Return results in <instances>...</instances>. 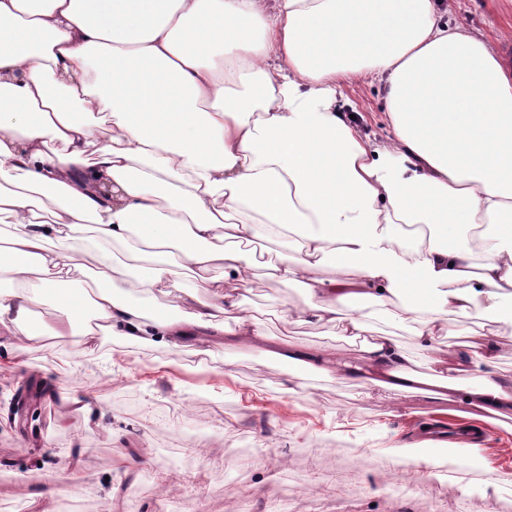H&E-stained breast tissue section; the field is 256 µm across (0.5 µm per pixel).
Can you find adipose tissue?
Here are the masks:
<instances>
[{
	"instance_id": "obj_1",
	"label": "adipose tissue",
	"mask_w": 512,
	"mask_h": 512,
	"mask_svg": "<svg viewBox=\"0 0 512 512\" xmlns=\"http://www.w3.org/2000/svg\"><path fill=\"white\" fill-rule=\"evenodd\" d=\"M446 0H0V328L48 335L54 300L85 349L109 332L267 341L238 295L247 246L279 245L289 319L367 337L361 356L289 345L344 380L512 412L498 342L449 315L512 325V64ZM385 88L389 135H363L339 82ZM93 225L92 289L64 243ZM331 260L334 274L323 273ZM189 278L173 283V267ZM163 292V315L138 294ZM431 351L427 374L393 333ZM455 334L450 355L440 337Z\"/></svg>"
}]
</instances>
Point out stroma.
<instances>
[{"instance_id":"stroma-1","label":"stroma","mask_w":512,"mask_h":512,"mask_svg":"<svg viewBox=\"0 0 512 512\" xmlns=\"http://www.w3.org/2000/svg\"><path fill=\"white\" fill-rule=\"evenodd\" d=\"M480 31L493 50L512 46V0H457L447 16ZM346 114L382 141L385 90L371 80L341 86ZM273 341L359 354L361 341L335 329L286 324L300 289L258 279L241 290ZM24 352L0 345V512H61L46 495L52 476L78 471L70 512H502L512 506V414H483L490 452L476 472H449L435 448L428 476L403 463L398 446L428 424L470 420L454 397L397 392L322 375L237 346L228 332L203 343L159 339L143 346L99 336L84 351L74 325H57ZM65 345L60 361L47 351ZM58 401L9 422L16 391L36 384ZM88 403L75 409L74 399ZM500 472L490 486L491 472ZM464 484L466 493L456 492Z\"/></svg>"}]
</instances>
